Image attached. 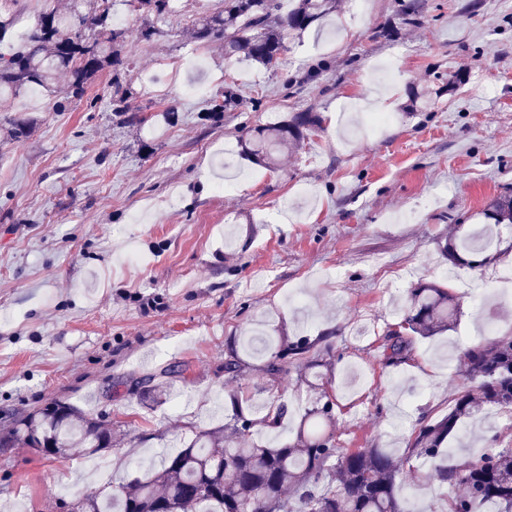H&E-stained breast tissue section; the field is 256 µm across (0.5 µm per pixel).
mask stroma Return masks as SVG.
Instances as JSON below:
<instances>
[{
    "label": "stroma",
    "mask_w": 512,
    "mask_h": 512,
    "mask_svg": "<svg viewBox=\"0 0 512 512\" xmlns=\"http://www.w3.org/2000/svg\"><path fill=\"white\" fill-rule=\"evenodd\" d=\"M420 4L419 24L405 25L398 0H366L361 12L337 0L326 25L288 36L267 68L226 59L223 41L192 39L222 0H178L151 41L129 0L121 55L140 122L113 112L108 67L81 100L65 74L49 91L0 97V433L61 398L118 437L94 457L0 448V512H63L118 492L227 425L238 404L257 421L247 443L264 445L294 437L328 394L336 447L398 453L419 422L447 414L467 380L446 350L512 335V290L493 286L512 262V233L478 269L442 255L512 196V0ZM229 83L242 101L214 117L210 102ZM374 98L395 116L381 130L367 122ZM299 112L318 123L274 165L242 155L244 128ZM15 121L27 126L17 139ZM225 158L236 188L222 194ZM464 279L495 317L464 294ZM421 283L447 287L457 317L384 366L385 337ZM249 335L331 336V365L271 380ZM232 350L244 364L234 378L224 372ZM170 367L163 394L140 388ZM280 407V427L260 424ZM432 471L418 460L407 472L405 512H445L459 494L415 485Z\"/></svg>",
    "instance_id": "35a3bbf8"
}]
</instances>
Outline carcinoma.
<instances>
[{
	"label": "carcinoma",
	"mask_w": 512,
	"mask_h": 512,
	"mask_svg": "<svg viewBox=\"0 0 512 512\" xmlns=\"http://www.w3.org/2000/svg\"><path fill=\"white\" fill-rule=\"evenodd\" d=\"M161 18L171 0H137ZM336 11V0H295L286 14L279 0H224L223 9L202 18L194 38L224 39V57L244 56L270 67L273 56L285 50L291 31L304 30ZM403 22L414 25L421 15L417 0H399ZM125 30L112 24L108 0H71L65 13L54 9L40 14L26 43L0 55V95H17L29 88H50L59 71L71 76L72 96L81 98L85 85L105 65L112 77L113 111L128 112L130 89L118 74L124 65L119 47ZM316 124L301 112L274 126L248 131L246 152L257 162L270 164L278 151L304 137ZM492 224H483L444 249L457 266L476 268L496 257L491 243L499 239L500 226L512 224V197L492 205ZM458 303L448 289L422 285L411 292L401 329L386 336L382 362L391 367L407 356L411 335L435 336L448 329ZM262 371L273 380L292 371L307 372L325 366L316 344L299 339L268 349ZM454 359L465 376L479 384V392L461 390L448 415L415 429L403 457L384 448L341 451L326 430L334 403L326 400L307 413L296 439L276 447L247 446L237 440L253 425L243 412L233 414L229 434L222 429L201 431L175 455L164 458L159 469L138 479L129 489L112 496L91 493L78 512H402L404 466L414 459L443 458L447 439L465 422L475 420L486 406L512 412V336L465 347ZM53 444L57 457L83 445L88 455L112 447V428L90 418L62 399L19 417L0 447L22 445L40 450ZM494 434L489 448L460 465L442 464L433 480L442 486L459 485L465 493L448 499L446 512H512V448L498 447Z\"/></svg>",
	"instance_id": "obj_1"
}]
</instances>
